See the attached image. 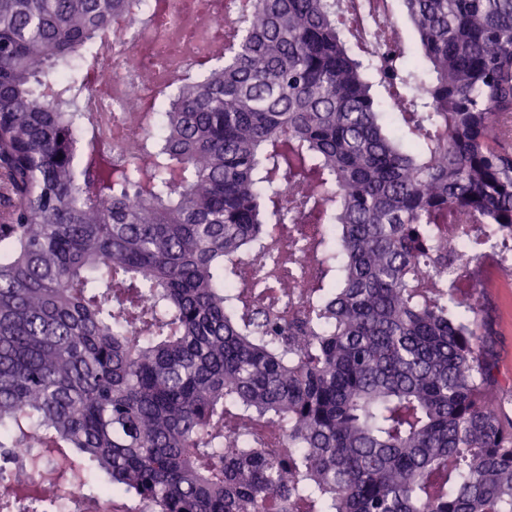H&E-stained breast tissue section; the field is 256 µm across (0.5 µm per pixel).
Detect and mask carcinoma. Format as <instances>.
I'll list each match as a JSON object with an SVG mask.
<instances>
[{
  "label": "carcinoma",
  "mask_w": 512,
  "mask_h": 512,
  "mask_svg": "<svg viewBox=\"0 0 512 512\" xmlns=\"http://www.w3.org/2000/svg\"><path fill=\"white\" fill-rule=\"evenodd\" d=\"M399 2L378 56L253 0L134 162L79 104L130 0H0V512L17 447L75 512H512L491 278L443 239L512 240V0ZM461 225H470L476 229L482 227L481 224H449L446 234V241H448V250L451 251L455 258L458 267L462 270L464 267L469 266L472 262V257L467 250L463 240L458 235V227Z\"/></svg>",
  "instance_id": "cac0c4a2"
}]
</instances>
